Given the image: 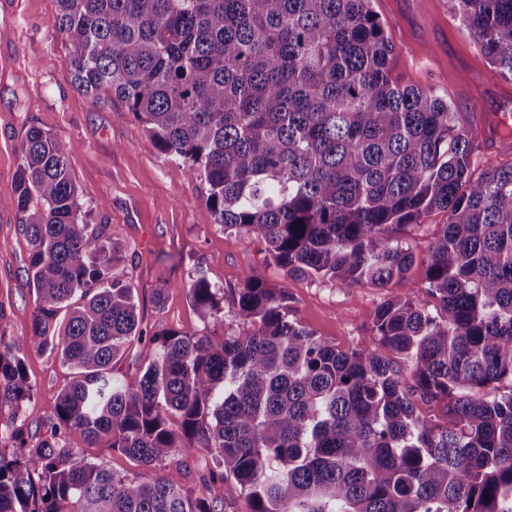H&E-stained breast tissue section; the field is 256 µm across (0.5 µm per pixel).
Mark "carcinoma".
Instances as JSON below:
<instances>
[{
	"instance_id": "1",
	"label": "carcinoma",
	"mask_w": 512,
	"mask_h": 512,
	"mask_svg": "<svg viewBox=\"0 0 512 512\" xmlns=\"http://www.w3.org/2000/svg\"><path fill=\"white\" fill-rule=\"evenodd\" d=\"M371 2L57 0L51 28L69 41L75 88L123 102L204 181L224 232L263 242L288 276L395 289L350 350L252 272L231 289L238 330L150 335L119 273L124 249L70 177L72 145L30 125L15 205L31 246V343L73 378L49 436L9 432L0 512H215L170 469L196 448L249 512H512V161L473 177L482 131L392 79ZM450 2L512 77V0ZM435 211L447 219L426 248L431 310L408 286L415 254L396 231ZM225 295L202 272L191 284L204 318L221 317ZM145 341L139 376H119ZM25 356L0 335V405L16 416L34 391ZM73 427L157 475L130 481L90 461L67 443Z\"/></svg>"
}]
</instances>
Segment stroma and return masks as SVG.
<instances>
[{"label": "stroma", "instance_id": "obj_1", "mask_svg": "<svg viewBox=\"0 0 512 512\" xmlns=\"http://www.w3.org/2000/svg\"><path fill=\"white\" fill-rule=\"evenodd\" d=\"M373 8L395 48L394 80L448 97L485 130L496 127L501 113H512V78L489 63L449 0H373ZM55 13L56 0H0V333L26 347L35 386L22 417L30 442L46 436L45 422L70 378L56 354L30 343L35 295L26 284L30 247L20 232L14 188L21 141L32 124L72 144L70 175L92 221L108 223L113 239L125 248L124 272L150 331L216 337L235 330L229 315L201 319L190 287L201 271L226 289L252 271L270 286L287 288L294 318L337 348H354L369 336L384 290L285 276L270 263L261 242L224 233L207 210L205 184L168 160L120 101L97 102L74 89L71 47L51 30ZM444 221L435 213L399 232L417 256L408 273L414 288L424 285L426 247ZM161 280L167 296L158 306L152 290ZM68 439L89 460L118 475L133 481L148 477L137 462L112 448L110 439L91 446L77 429ZM171 465L183 483L213 499L217 512H248L244 498L230 488L203 485L212 467L205 450L175 452Z\"/></svg>", "mask_w": 512, "mask_h": 512}]
</instances>
